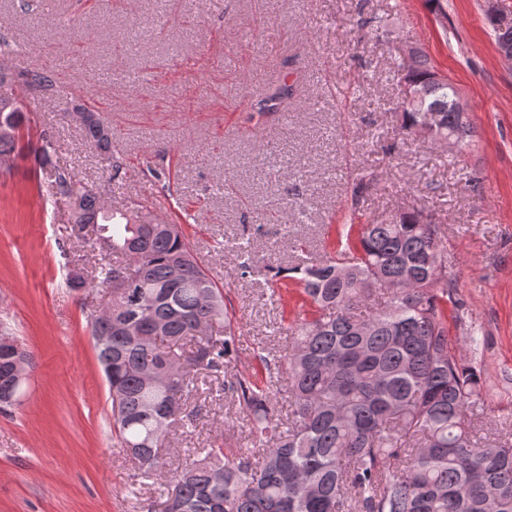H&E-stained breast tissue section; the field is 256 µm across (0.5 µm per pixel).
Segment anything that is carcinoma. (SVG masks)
<instances>
[{"label": "carcinoma", "mask_w": 512, "mask_h": 512, "mask_svg": "<svg viewBox=\"0 0 512 512\" xmlns=\"http://www.w3.org/2000/svg\"><path fill=\"white\" fill-rule=\"evenodd\" d=\"M411 69L394 74L402 94L399 133L416 135L428 112L440 115L431 141L458 134V87L427 54L409 47ZM50 89L46 72L22 71ZM0 156L12 154L36 127L21 102L0 101ZM85 136L108 153L112 132L89 113ZM53 195L75 198L72 223L95 228L115 259L80 287L108 286L127 271L134 288L110 315L92 320V336L112 401L120 448L144 479L162 467L159 448L197 390L198 376L225 377L249 427L252 448H205L164 487L161 512H512V438L480 435L486 386L457 359L448 340V307L458 309L448 238L416 211L386 224H345L336 255L306 257L288 269L311 303L290 326L283 357H259L271 373L288 374V421L272 405L271 388L251 368L234 364L232 310L224 288L199 263L180 225L141 210L104 207L96 193L53 164ZM182 269L172 279V269ZM146 305L151 322L135 319ZM0 375V411L18 396ZM299 484L311 488L307 496Z\"/></svg>", "instance_id": "carcinoma-1"}]
</instances>
